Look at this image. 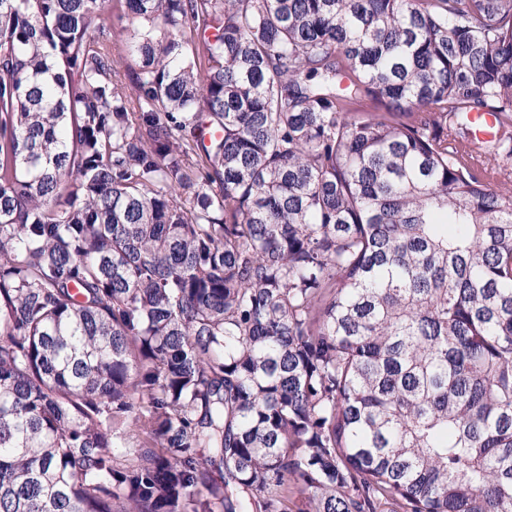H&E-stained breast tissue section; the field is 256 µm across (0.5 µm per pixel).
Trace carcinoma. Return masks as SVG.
I'll return each instance as SVG.
<instances>
[{
	"mask_svg": "<svg viewBox=\"0 0 512 512\" xmlns=\"http://www.w3.org/2000/svg\"><path fill=\"white\" fill-rule=\"evenodd\" d=\"M126 8L0 0V512H512V0Z\"/></svg>",
	"mask_w": 512,
	"mask_h": 512,
	"instance_id": "1",
	"label": "carcinoma"
}]
</instances>
